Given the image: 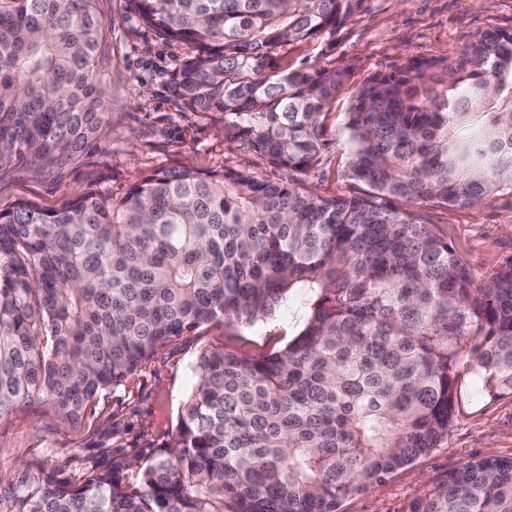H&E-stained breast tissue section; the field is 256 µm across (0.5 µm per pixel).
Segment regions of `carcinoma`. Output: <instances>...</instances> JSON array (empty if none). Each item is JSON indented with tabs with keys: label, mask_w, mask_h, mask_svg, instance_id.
Returning a JSON list of instances; mask_svg holds the SVG:
<instances>
[{
	"label": "carcinoma",
	"mask_w": 512,
	"mask_h": 512,
	"mask_svg": "<svg viewBox=\"0 0 512 512\" xmlns=\"http://www.w3.org/2000/svg\"><path fill=\"white\" fill-rule=\"evenodd\" d=\"M127 2L189 48L176 98L288 178L156 171L0 211V419L46 402L77 423L175 336L294 295L306 316L279 352H201L168 445L33 476L9 512H339L448 440L461 353L485 397L512 394V254L479 282L425 216L512 212V28L358 87L341 135L363 190L324 196L306 175L351 69L266 74L267 52L332 41L371 0ZM104 35L96 0H0V172L103 138ZM411 512H512V458L465 462Z\"/></svg>",
	"instance_id": "1"
}]
</instances>
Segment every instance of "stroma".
<instances>
[{"mask_svg":"<svg viewBox=\"0 0 512 512\" xmlns=\"http://www.w3.org/2000/svg\"><path fill=\"white\" fill-rule=\"evenodd\" d=\"M98 10L109 28L102 45L109 132L66 164L46 170L21 164L1 173L0 211L21 201L58 209L92 189L119 197L153 171L246 166L256 175L281 178L280 170L227 133L223 113L198 114L175 98L169 78L186 57V47L166 42L140 23L126 0H98ZM497 27H512V0H371L370 12L353 17L334 46L311 37L275 49L270 64L279 71L313 65L352 70L325 116L327 144L308 175L310 185L328 196L355 191L344 176L348 150L337 134L354 92L369 76L411 57H453L476 33ZM432 220L476 276L487 275L512 252L510 212L487 205L437 211ZM304 316L294 297L275 315L254 323L207 324L175 337L121 386L95 398L79 423L63 421L45 404L25 406L0 420V512H7L14 487L36 473L54 471L77 482L85 469L109 465L113 456L135 457L168 444L202 351L224 347L252 357L282 350ZM490 457H512V396L484 399L472 375L464 373L457 379L455 412L443 446L385 482L347 496L339 512H410L449 473L468 460Z\"/></svg>","mask_w":512,"mask_h":512,"instance_id":"1","label":"stroma"}]
</instances>
